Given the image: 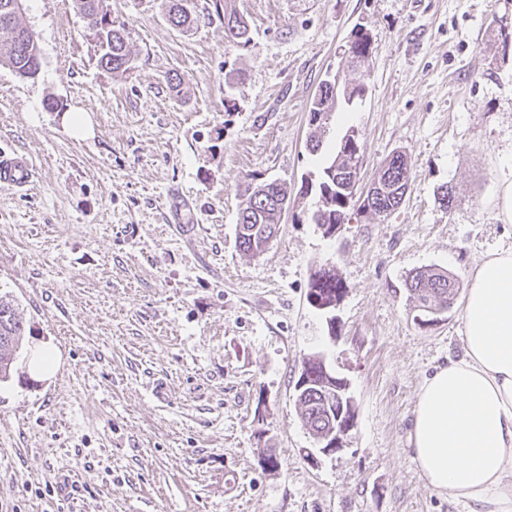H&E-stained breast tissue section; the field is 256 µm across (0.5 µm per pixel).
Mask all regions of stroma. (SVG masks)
Returning a JSON list of instances; mask_svg holds the SVG:
<instances>
[{"label": "stroma", "instance_id": "1", "mask_svg": "<svg viewBox=\"0 0 512 512\" xmlns=\"http://www.w3.org/2000/svg\"><path fill=\"white\" fill-rule=\"evenodd\" d=\"M103 6L126 25V73L98 66L74 0H24L40 70L0 66V151L38 169L28 193L0 183V293L31 327L0 384V512H475L424 482L409 444L423 381L463 352V301L418 327L405 280L435 268L466 289L512 247V50L492 39L512 0H236L244 48L214 0H193L188 30L162 0ZM357 27L372 57L344 76L365 93L326 145L358 130L363 190L407 153L411 186L329 238L301 192L320 170L309 107ZM231 68L244 77L230 89ZM250 174L293 202L258 258L236 240ZM321 268L346 288L333 323L306 300ZM40 349L52 370H31ZM318 352L356 417L342 451L311 460L295 384ZM214 2L220 17L222 13L224 40L238 47H246L250 42V28L246 18L236 9L235 0H215Z\"/></svg>", "mask_w": 512, "mask_h": 512}]
</instances>
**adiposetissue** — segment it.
I'll return each instance as SVG.
<instances>
[{
    "instance_id": "ef3b65f1",
    "label": "adipose tissue",
    "mask_w": 512,
    "mask_h": 512,
    "mask_svg": "<svg viewBox=\"0 0 512 512\" xmlns=\"http://www.w3.org/2000/svg\"><path fill=\"white\" fill-rule=\"evenodd\" d=\"M463 325L462 356L420 389L411 450L432 489L512 512V248L472 267Z\"/></svg>"
}]
</instances>
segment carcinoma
Returning a JSON list of instances; mask_svg holds the SVG:
<instances>
[{
  "label": "carcinoma",
  "instance_id": "cac0c4a2",
  "mask_svg": "<svg viewBox=\"0 0 512 512\" xmlns=\"http://www.w3.org/2000/svg\"><path fill=\"white\" fill-rule=\"evenodd\" d=\"M11 0H0V65L14 73L29 77L40 68V49L30 37V31L23 26L10 7ZM103 0H74L75 7L85 19L97 23L94 30L101 54L98 64L114 74H123L130 69L131 52L124 36V24L108 20ZM192 0H168V21L172 26L184 29L197 22L191 6ZM216 9L222 13L224 40L238 47H246L250 42V28L246 18L238 12L235 0H215ZM350 55L345 57L347 66L353 68L369 61L372 55L370 35L364 29L352 32L348 42ZM363 87L354 84H338L336 76L328 75L319 84L309 108V123L314 127L307 147L316 155L322 152L321 139L326 132L332 114L345 103L351 105L362 96ZM364 152L363 143L350 140L345 133L336 144L332 156L322 167L317 184L307 185L301 191L307 195L316 190L318 201L311 220L329 235L338 224H348L352 215L371 214L381 217L395 210L403 201L411 184L410 163L407 154L394 153L384 162L374 178L383 192L373 197H365L358 202L353 199L355 181L352 176ZM241 208L238 223L243 232L237 239L239 249L253 257V247L261 241L276 237L279 224L286 208L290 207L288 189L277 180L257 182V177L248 175L241 189ZM410 291L415 295L417 314L414 319L420 326L427 322L426 309L440 305L455 294L459 283L448 273L421 269L408 278ZM344 285L333 268H323L311 275L306 292V300L313 297L323 302L340 301L344 296ZM27 323L18 314L11 299L0 295V383L11 378L22 339L26 336ZM297 401L302 408V418L310 432L326 428L325 407L320 388L311 387L308 393H299Z\"/></svg>",
  "mask_w": 512,
  "mask_h": 512
}]
</instances>
